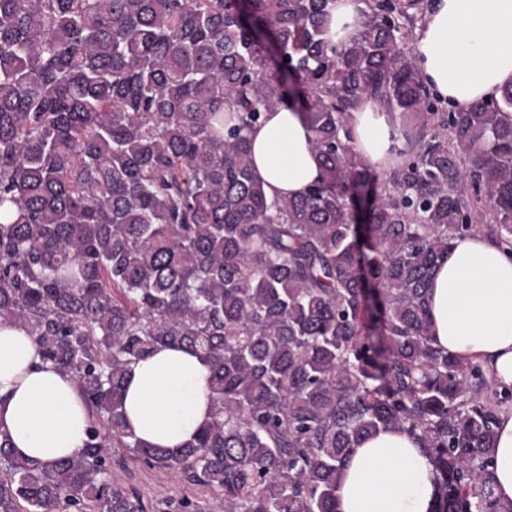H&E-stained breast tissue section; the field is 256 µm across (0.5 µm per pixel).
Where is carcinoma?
Returning a JSON list of instances; mask_svg holds the SVG:
<instances>
[{"instance_id": "carcinoma-1", "label": "carcinoma", "mask_w": 512, "mask_h": 512, "mask_svg": "<svg viewBox=\"0 0 512 512\" xmlns=\"http://www.w3.org/2000/svg\"><path fill=\"white\" fill-rule=\"evenodd\" d=\"M333 2L0 0V324L91 412L75 458L0 433V512H148L118 448L219 512H336L353 448L394 430L434 465L433 512H512L488 456L512 387L440 347L426 307L457 238L512 249V88L441 112L403 44L424 0H369L339 51ZM368 94L405 121L386 179L347 126ZM286 105L323 178L270 201L248 133ZM162 346L210 369L211 420L176 449L123 409Z\"/></svg>"}]
</instances>
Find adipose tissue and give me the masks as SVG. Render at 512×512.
I'll return each instance as SVG.
<instances>
[{"mask_svg":"<svg viewBox=\"0 0 512 512\" xmlns=\"http://www.w3.org/2000/svg\"><path fill=\"white\" fill-rule=\"evenodd\" d=\"M365 0H336L327 39L344 47L358 36ZM425 84L448 105L497 100L512 86V0H429L412 42ZM354 146L376 170H391L403 148L396 115L364 98L348 118ZM254 174L269 198L299 197L322 168L301 114L267 113L249 134ZM432 334L458 358L481 364L496 386H512V252L474 233L455 240L428 292ZM202 357L162 347L132 368L123 408L145 443L177 448L211 417ZM88 412L76 380L39 362L32 337L0 325V431L17 455L43 462L80 455ZM488 455L495 497L512 504V408L503 410ZM433 464L402 431L381 432L355 449L337 491L338 512H432Z\"/></svg>","mask_w":512,"mask_h":512,"instance_id":"1","label":"adipose tissue"}]
</instances>
